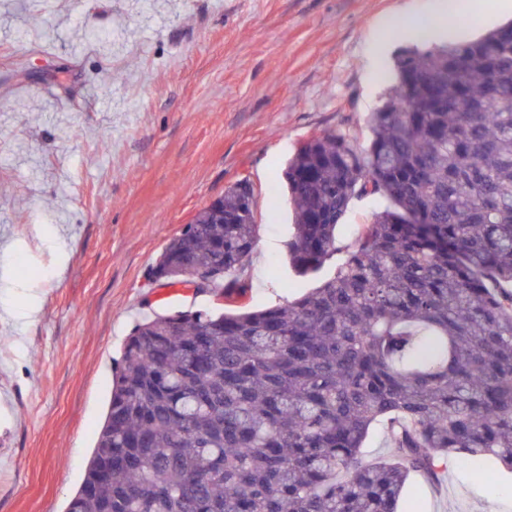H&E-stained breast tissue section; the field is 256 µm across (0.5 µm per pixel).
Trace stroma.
Returning a JSON list of instances; mask_svg holds the SVG:
<instances>
[{"label": "stroma", "instance_id": "1", "mask_svg": "<svg viewBox=\"0 0 512 512\" xmlns=\"http://www.w3.org/2000/svg\"><path fill=\"white\" fill-rule=\"evenodd\" d=\"M433 2L0 0V512H65L137 323L219 308L149 273L229 185L255 190L246 304L333 275L383 201L352 199L340 253L301 276L282 171L310 137L368 146L391 81L366 67L376 23ZM409 491L414 512H512V478L460 461Z\"/></svg>", "mask_w": 512, "mask_h": 512}]
</instances>
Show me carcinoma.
I'll return each mask as SVG.
<instances>
[{
	"label": "carcinoma",
	"mask_w": 512,
	"mask_h": 512,
	"mask_svg": "<svg viewBox=\"0 0 512 512\" xmlns=\"http://www.w3.org/2000/svg\"><path fill=\"white\" fill-rule=\"evenodd\" d=\"M313 137L282 179L308 275L355 196L387 205L333 277L241 304L254 190L234 183L165 247L155 278L213 276L224 312L137 324L67 512H397L449 461L512 470V22L401 50L368 119ZM384 426L390 460L362 448Z\"/></svg>",
	"instance_id": "cac0c4a2"
}]
</instances>
